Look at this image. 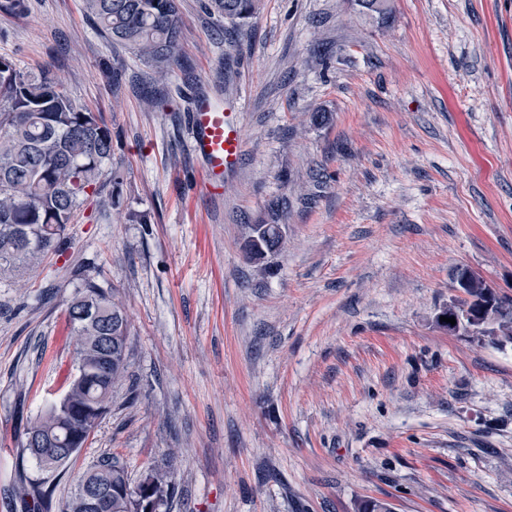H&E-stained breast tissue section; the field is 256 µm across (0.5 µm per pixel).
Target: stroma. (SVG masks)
I'll list each match as a JSON object with an SVG mask.
<instances>
[{
    "label": "stroma",
    "mask_w": 512,
    "mask_h": 512,
    "mask_svg": "<svg viewBox=\"0 0 512 512\" xmlns=\"http://www.w3.org/2000/svg\"><path fill=\"white\" fill-rule=\"evenodd\" d=\"M181 0L165 84L83 0L0 12V56L100 112L124 213L90 198L66 259L0 279V512L35 473L24 427L61 393L89 274L131 320L129 377L60 479L180 454L169 512H512V345L452 335L458 267L512 297V0H261L234 30ZM221 97L243 154L199 188L189 107ZM285 245L249 263L258 222Z\"/></svg>",
    "instance_id": "obj_1"
}]
</instances>
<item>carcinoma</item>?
Instances as JSON below:
<instances>
[{
  "instance_id": "obj_1",
  "label": "carcinoma",
  "mask_w": 512,
  "mask_h": 512,
  "mask_svg": "<svg viewBox=\"0 0 512 512\" xmlns=\"http://www.w3.org/2000/svg\"><path fill=\"white\" fill-rule=\"evenodd\" d=\"M93 23L150 68L155 80L165 82L179 60L182 40L180 0H85ZM210 13L237 25L253 18L260 0H207ZM112 130L101 113L77 104L59 86L48 69L25 72L0 57V278L22 277L36 271L50 256L68 249L67 228L87 200L109 189L112 207L122 203L124 173L112 163ZM263 225L249 226L245 250L249 261L263 264L283 246V237H266ZM104 293L110 316L101 324L66 318L73 338L72 363L82 373L70 379L65 404L48 403L29 421L21 447L41 468L39 449L30 436L70 437L73 446L88 440L110 403L112 389L127 377L131 347L130 321L113 290L85 275L76 295ZM476 322L472 336L494 344H512V299L500 296L490 312L489 328L480 329L481 313L491 289L474 272L465 288ZM112 337L110 357L100 348V337ZM179 471L178 456L170 453L162 466L138 484L164 494L166 512ZM96 481L112 493L96 512H142L141 500L131 492L127 469L113 457L102 458L78 482L63 512H91L81 495L87 481ZM56 487L46 488L38 477L21 474L14 492L27 512H52Z\"/></svg>"
}]
</instances>
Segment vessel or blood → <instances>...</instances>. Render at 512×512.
<instances>
[{"mask_svg": "<svg viewBox=\"0 0 512 512\" xmlns=\"http://www.w3.org/2000/svg\"><path fill=\"white\" fill-rule=\"evenodd\" d=\"M192 139L190 150L203 162L201 188L218 194L224 177L238 164L242 139L240 126L222 101L199 95L191 113Z\"/></svg>", "mask_w": 512, "mask_h": 512, "instance_id": "obj_1", "label": "vessel or blood"}]
</instances>
